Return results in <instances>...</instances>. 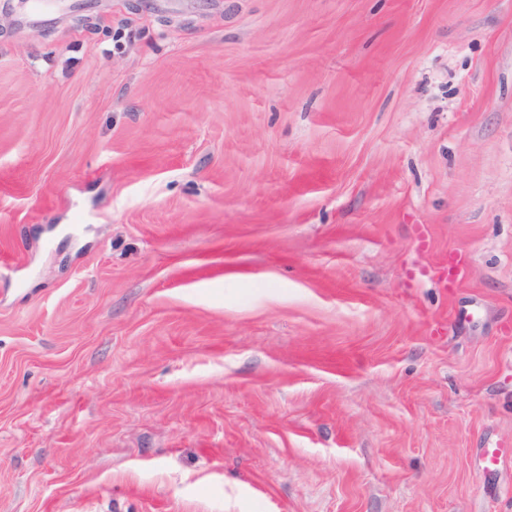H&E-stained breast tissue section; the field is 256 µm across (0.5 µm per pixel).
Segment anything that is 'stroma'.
I'll use <instances>...</instances> for the list:
<instances>
[{"instance_id":"1","label":"stroma","mask_w":512,"mask_h":512,"mask_svg":"<svg viewBox=\"0 0 512 512\" xmlns=\"http://www.w3.org/2000/svg\"><path fill=\"white\" fill-rule=\"evenodd\" d=\"M34 6L0 512H512V0ZM462 258L455 253L448 252L434 256L432 266L438 272L444 288L448 293H455L459 288L457 269L461 265Z\"/></svg>"}]
</instances>
